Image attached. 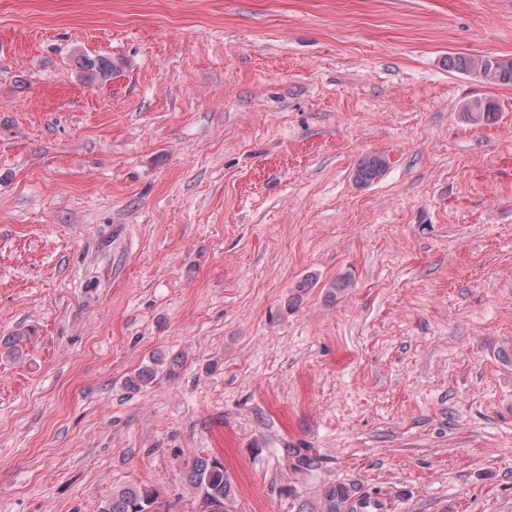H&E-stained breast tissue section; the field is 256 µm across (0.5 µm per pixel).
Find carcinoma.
<instances>
[{
  "mask_svg": "<svg viewBox=\"0 0 512 512\" xmlns=\"http://www.w3.org/2000/svg\"><path fill=\"white\" fill-rule=\"evenodd\" d=\"M448 67L472 74L489 84H512V59L486 56L448 57ZM119 72V63L104 56L102 64L93 61L85 64L81 76L88 84L99 83L105 74ZM388 165L383 154L363 157L357 166L355 179L367 185L379 177ZM159 368L145 367L131 375L126 384L139 390L151 384ZM289 468L295 474H308L322 467V457L313 455L306 448H285ZM186 483L194 496L208 503L210 512H234L235 485L228 470L217 457L197 455L187 467ZM161 496L155 489L136 485H123L112 489V494L100 505V512H158ZM370 502L360 494L355 483H326L318 489L316 500L299 506L298 512H363Z\"/></svg>",
  "mask_w": 512,
  "mask_h": 512,
  "instance_id": "carcinoma-1",
  "label": "carcinoma"
}]
</instances>
